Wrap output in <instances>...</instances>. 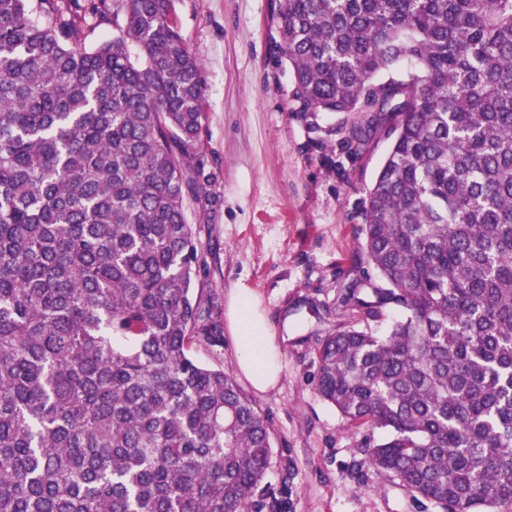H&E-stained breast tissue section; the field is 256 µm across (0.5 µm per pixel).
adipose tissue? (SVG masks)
<instances>
[{"label": "adipose tissue", "instance_id": "obj_1", "mask_svg": "<svg viewBox=\"0 0 512 512\" xmlns=\"http://www.w3.org/2000/svg\"><path fill=\"white\" fill-rule=\"evenodd\" d=\"M261 303L246 285L232 289L227 320L238 368L260 392L274 388L280 380L276 338L260 310Z\"/></svg>", "mask_w": 512, "mask_h": 512}]
</instances>
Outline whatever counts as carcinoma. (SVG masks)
<instances>
[{
    "label": "carcinoma",
    "instance_id": "carcinoma-1",
    "mask_svg": "<svg viewBox=\"0 0 512 512\" xmlns=\"http://www.w3.org/2000/svg\"><path fill=\"white\" fill-rule=\"evenodd\" d=\"M0 0V512H284L266 416L197 362L224 336L184 198L206 180L202 65L174 0ZM292 111L391 143L361 251L380 283L316 390L384 436L358 466L426 510L512 507V0H278ZM92 3H95V6L105 13L106 20L101 23L98 21L96 22L95 20H90V23L92 24L90 28L92 29L89 37L87 38L88 46L96 45L105 38L112 37V33L115 28L113 26L115 15L118 13L119 20L122 17L121 6L123 2H121V0H94Z\"/></svg>",
    "mask_w": 512,
    "mask_h": 512
}]
</instances>
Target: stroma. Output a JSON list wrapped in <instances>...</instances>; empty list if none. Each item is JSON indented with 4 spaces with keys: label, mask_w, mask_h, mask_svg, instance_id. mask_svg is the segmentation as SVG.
I'll return each instance as SVG.
<instances>
[{
    "label": "stroma",
    "mask_w": 512,
    "mask_h": 512,
    "mask_svg": "<svg viewBox=\"0 0 512 512\" xmlns=\"http://www.w3.org/2000/svg\"><path fill=\"white\" fill-rule=\"evenodd\" d=\"M278 0H175L174 18L203 66L208 174L185 209L218 314L237 284L262 298L280 350L276 388L252 398L273 432L268 480L284 512H421L395 481L358 466L367 432L316 390L317 351L351 322L342 297L364 279L361 208L390 140L331 155L291 110L277 63Z\"/></svg>",
    "instance_id": "35a3bbf8"
}]
</instances>
